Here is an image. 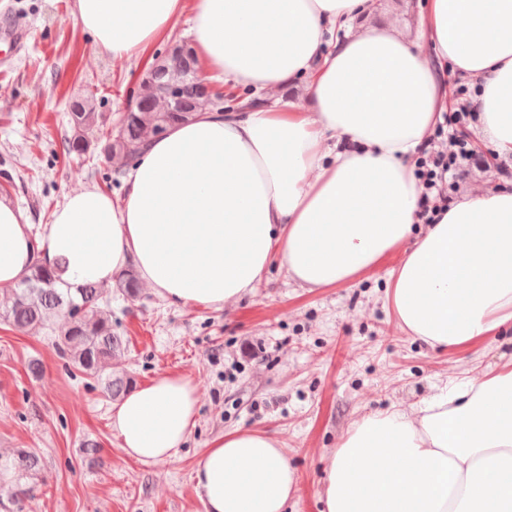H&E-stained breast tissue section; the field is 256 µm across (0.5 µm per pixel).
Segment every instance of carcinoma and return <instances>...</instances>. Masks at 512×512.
<instances>
[{"mask_svg": "<svg viewBox=\"0 0 512 512\" xmlns=\"http://www.w3.org/2000/svg\"><path fill=\"white\" fill-rule=\"evenodd\" d=\"M199 71V61L191 47L179 53L167 51L163 68L152 81L138 85L134 112L124 118L118 135L123 145L112 146V131L104 128L103 117L96 112L95 97L80 98L82 111L70 113L72 134L63 147L70 153H104L107 167L118 174L138 157L145 143L163 135L170 126L187 121L192 113L170 112L159 104L163 86H175L197 111L211 105L191 82ZM135 300L139 284L135 272L127 269L115 281V287L87 282L75 290L62 287L60 270L35 264L29 275L9 290L10 304L0 310V319L20 332L57 325L55 347L58 354L82 374L97 379L105 396L117 400L131 386L130 378L112 372L122 362L126 345L112 332V291ZM40 455L19 449L13 458L0 462V471L9 472L16 482L11 503L13 512H22V502L33 491L29 480L39 476Z\"/></svg>", "mask_w": 512, "mask_h": 512, "instance_id": "carcinoma-1", "label": "carcinoma"}]
</instances>
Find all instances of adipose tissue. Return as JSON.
Segmentation results:
<instances>
[{"label":"adipose tissue","instance_id":"adipose-tissue-1","mask_svg":"<svg viewBox=\"0 0 512 512\" xmlns=\"http://www.w3.org/2000/svg\"><path fill=\"white\" fill-rule=\"evenodd\" d=\"M374 0H74L113 59L147 62L189 17L201 77L273 99L246 112L200 109L151 140L123 197L66 195L42 236L0 193V290L35 262L65 284H111L134 266L169 303L220 309L271 263L307 288L363 278L392 254L398 326L434 350L473 348L512 326V189L465 196L416 231L413 161L446 95L433 67L478 84L480 139L512 155V0H426L419 44L406 31L355 30ZM301 82L311 109L284 100ZM199 396L163 374L112 414L124 454L172 460ZM192 478L205 512H288L299 477L277 438L237 428L213 438ZM325 512H512V363L451 377L412 411L355 421L329 456Z\"/></svg>","mask_w":512,"mask_h":512}]
</instances>
